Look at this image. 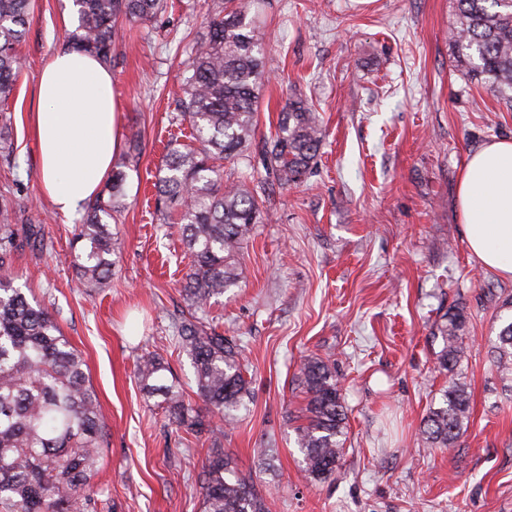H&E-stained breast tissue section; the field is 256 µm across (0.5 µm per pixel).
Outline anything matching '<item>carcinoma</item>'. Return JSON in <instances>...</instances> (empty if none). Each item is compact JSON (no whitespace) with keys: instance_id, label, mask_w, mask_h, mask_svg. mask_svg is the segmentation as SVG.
I'll list each match as a JSON object with an SVG mask.
<instances>
[{"instance_id":"obj_1","label":"carcinoma","mask_w":512,"mask_h":512,"mask_svg":"<svg viewBox=\"0 0 512 512\" xmlns=\"http://www.w3.org/2000/svg\"><path fill=\"white\" fill-rule=\"evenodd\" d=\"M33 0H0V100L13 95L22 68L16 43L25 31ZM77 25L68 43L116 66L113 53L119 19L145 23L167 8V0H72ZM258 0H210L205 31L191 44L180 77L181 95L171 121L190 129V144H170L155 182V216L176 224L191 256L182 285L188 310L176 326L175 345L194 369L197 396L211 419L199 418L182 392L167 383V361L147 352L137 361L144 394L161 396L177 430L214 439L235 425L250 396L242 351L207 320L212 298L238 283V256L254 226L266 220L268 186L295 185L309 173L323 141L319 119L308 100L293 94L279 113L275 134L263 155V172L224 179L221 162L247 157L265 79V48L256 20L248 18ZM458 26L450 42L457 66L497 94L512 109V2L456 0ZM0 115V155L13 152ZM127 168L112 166L104 191L90 201L75 227L73 270L78 288H102L112 277V256L120 241L110 221L125 207ZM15 211L0 205V504L17 512H96L87 486L106 443L107 424L89 383L81 354L63 335L49 307L33 304L14 286V257L41 245L38 224H13ZM512 298L502 301L491 343L493 365L512 373ZM467 316L447 311L432 332L443 347L439 372L448 374L438 406L421 426L426 448L457 446L470 418L469 396L458 364ZM305 395L304 423L295 428L306 478L320 484L340 474L348 408L329 358L306 356L299 370ZM204 512H270L252 476L240 473L231 456L212 451L199 474Z\"/></svg>"}]
</instances>
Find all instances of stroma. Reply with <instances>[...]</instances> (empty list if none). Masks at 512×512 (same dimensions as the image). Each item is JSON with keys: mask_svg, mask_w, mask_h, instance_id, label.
<instances>
[{"mask_svg": "<svg viewBox=\"0 0 512 512\" xmlns=\"http://www.w3.org/2000/svg\"><path fill=\"white\" fill-rule=\"evenodd\" d=\"M206 0H171L151 22L123 21L112 90L122 134L141 133L111 280L73 288L76 222L40 194L31 126L39 74L67 47L72 0H35L19 43L23 73L0 105L11 118L15 165L0 158V200L17 224L44 228V247L15 261L27 298L53 311L81 352L109 426L90 484L97 512H204L197 477L213 448L252 475L271 512H512V375L491 364L493 318L512 278L470 253L455 207L468 154L512 138V110L455 63V0H262L269 81L260 94L251 162L260 165L289 94L312 100L325 137L304 180L269 193L265 223L238 259L236 287L211 303L213 326L241 346L252 397L220 441L172 430L143 393L136 361L158 352L169 383L196 410L191 361L175 349L190 257L176 225L155 220L151 187L186 58L179 41L203 31ZM467 314L458 368L470 401L453 450L416 435L446 376L431 331L454 307ZM332 356L348 405L341 474L311 484L295 444L304 405L298 367ZM271 449L270 464L255 451Z\"/></svg>", "mask_w": 512, "mask_h": 512, "instance_id": "35a3bbf8", "label": "stroma"}]
</instances>
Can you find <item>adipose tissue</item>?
Segmentation results:
<instances>
[{
  "label": "adipose tissue",
  "instance_id": "ef3b65f1",
  "mask_svg": "<svg viewBox=\"0 0 512 512\" xmlns=\"http://www.w3.org/2000/svg\"><path fill=\"white\" fill-rule=\"evenodd\" d=\"M31 115L39 142V184L56 212L76 216L99 192L119 148L121 112L112 76L91 55L55 52L37 84ZM456 208L471 252L512 277V139L495 138L467 155Z\"/></svg>",
  "mask_w": 512,
  "mask_h": 512
}]
</instances>
